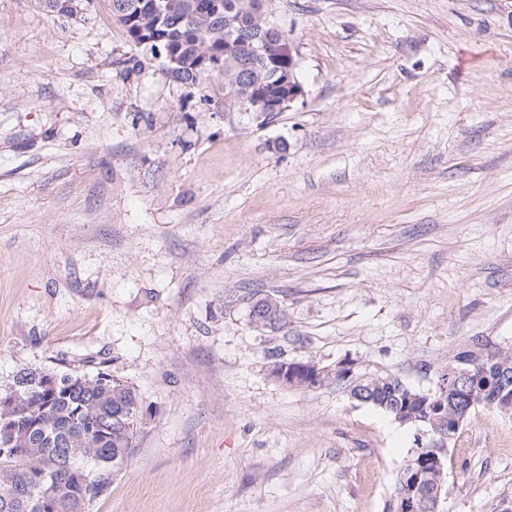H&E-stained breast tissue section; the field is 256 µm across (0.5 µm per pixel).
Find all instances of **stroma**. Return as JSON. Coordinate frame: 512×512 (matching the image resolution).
Instances as JSON below:
<instances>
[{
	"label": "stroma",
	"mask_w": 512,
	"mask_h": 512,
	"mask_svg": "<svg viewBox=\"0 0 512 512\" xmlns=\"http://www.w3.org/2000/svg\"><path fill=\"white\" fill-rule=\"evenodd\" d=\"M306 95L217 108L108 0H0V391L134 384L138 446L86 512H387L416 430L353 400L512 353V0H272ZM139 55L142 65L128 59ZM281 303V329L250 307ZM349 379L289 386L275 361ZM512 507V412L476 408L439 512Z\"/></svg>",
	"instance_id": "35a3bbf8"
}]
</instances>
